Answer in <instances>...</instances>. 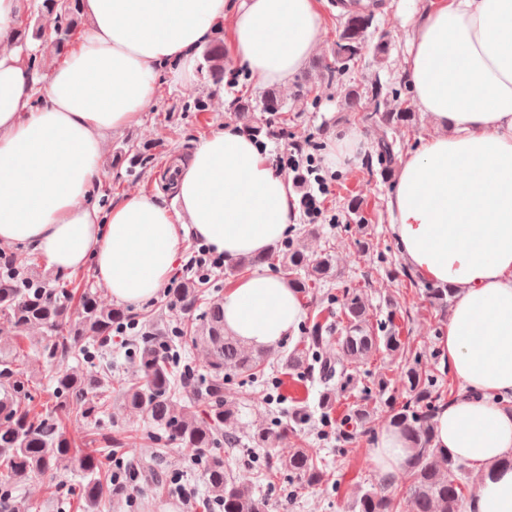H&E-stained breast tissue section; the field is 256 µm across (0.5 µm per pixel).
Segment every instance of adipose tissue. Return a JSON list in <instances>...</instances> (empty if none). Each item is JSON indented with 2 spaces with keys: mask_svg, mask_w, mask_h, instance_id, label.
I'll use <instances>...</instances> for the list:
<instances>
[{
  "mask_svg": "<svg viewBox=\"0 0 512 512\" xmlns=\"http://www.w3.org/2000/svg\"><path fill=\"white\" fill-rule=\"evenodd\" d=\"M89 23L38 85L5 37L21 0H0V247H28L62 273L91 268L113 300L155 298L187 237L232 259L267 250L297 213L287 178L232 127L175 161V202L136 194L108 212L87 196L112 131L139 121L163 66L192 74L199 48L230 28L234 61L288 85L317 50L321 0H83ZM404 78L436 133L401 162L387 196L400 255L456 298L440 345L462 390L438 407L434 445L473 466L464 512H512V0H430L413 23ZM41 106H34L37 94ZM304 316L280 274L224 294V330L273 349ZM400 429L376 435L383 477L407 454Z\"/></svg>",
  "mask_w": 512,
  "mask_h": 512,
  "instance_id": "adipose-tissue-1",
  "label": "adipose tissue"
}]
</instances>
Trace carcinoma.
I'll list each match as a JSON object with an SVG mask.
<instances>
[{"instance_id": "obj_1", "label": "carcinoma", "mask_w": 512, "mask_h": 512, "mask_svg": "<svg viewBox=\"0 0 512 512\" xmlns=\"http://www.w3.org/2000/svg\"><path fill=\"white\" fill-rule=\"evenodd\" d=\"M43 7L56 14L55 46L61 51L78 27L79 0H43ZM372 23L371 14H348L331 58L321 65L323 75L339 80L366 53L386 52L385 43L372 45L367 39ZM203 58L208 71L224 69L223 47L205 50ZM345 99L353 112L361 111L365 99L373 106L364 113L363 121L383 128L375 152L383 169L390 170L398 152L388 131L411 122L412 114L385 108L387 98L378 82L364 91L348 89ZM123 158L145 168L153 162L154 153L129 141L116 160ZM274 262L293 274L290 283L298 293L333 275L330 254L312 258L293 243L239 257L233 267ZM207 285L208 281L192 275L172 283L166 308L178 318H187V323L159 330L147 315H130L121 307L102 305L94 288L82 279L57 278L50 285L34 272L29 257L0 254V328L6 327L17 336L33 328L42 330L37 353L51 372L54 398L51 411H37L36 386L21 368L23 351L0 348V512H32V505L17 499L13 492L35 477L53 474L64 460L77 463L81 473L83 512H99L108 495L129 496L135 491L132 481L112 479V473L102 469L97 449L77 447L62 425L63 419L73 415L89 418L102 413L107 392L112 390V359L107 346L114 335L129 337L127 353L137 368L134 378L121 383L122 398L129 410L153 425L157 444L173 442L193 452L203 466L208 501L222 512H268L266 499L238 484L226 466L224 452L218 451L222 447L228 452L238 445V437L226 430L238 416V408L224 401V380L241 375L250 383L256 382L265 373V358L224 332V302L203 301ZM455 294L449 284L426 289L427 298L440 310L448 307ZM340 317L343 328L337 337V355L330 354L324 326L314 319L302 346L288 353L285 364L297 366L309 360L312 378L322 381L357 366L381 349L401 351L402 342L395 332L369 325V311L357 291L347 292ZM200 342L207 349L208 361L205 373L197 377L179 370V366L181 351ZM71 360L76 365H69ZM399 377L414 394V401L401 406L391 403L388 409L391 423L409 442L401 471L411 512H463L466 494L459 476L462 467L451 454L433 446L431 422L440 397L417 358L401 367ZM305 418L306 410L301 407L288 420H276L253 434L255 443L267 449L261 477L295 480L289 485L290 499L299 486L317 485L326 473L324 458L311 448H296L286 457L272 453L279 439L292 431V424ZM352 512H397V505L386 486L361 488L354 497Z\"/></svg>"}]
</instances>
